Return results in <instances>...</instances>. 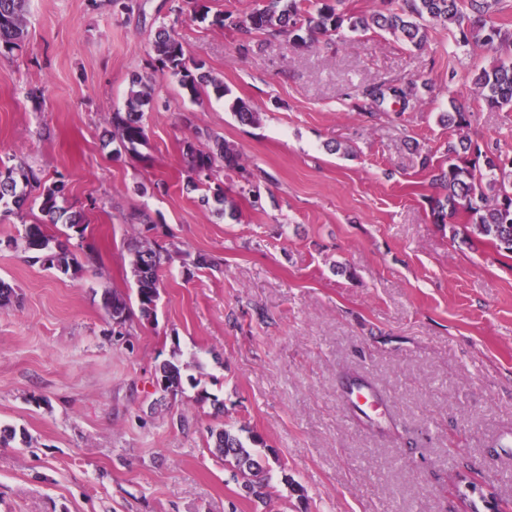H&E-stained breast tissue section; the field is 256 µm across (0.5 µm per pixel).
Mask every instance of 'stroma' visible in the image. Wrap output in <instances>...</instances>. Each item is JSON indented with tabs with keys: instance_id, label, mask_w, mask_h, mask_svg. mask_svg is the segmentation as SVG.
<instances>
[{
	"instance_id": "obj_1",
	"label": "stroma",
	"mask_w": 512,
	"mask_h": 512,
	"mask_svg": "<svg viewBox=\"0 0 512 512\" xmlns=\"http://www.w3.org/2000/svg\"><path fill=\"white\" fill-rule=\"evenodd\" d=\"M27 0L22 48L0 55V161H24L82 212L60 274L21 247L38 206L0 219V512H494L512 502V254L431 216L430 169L446 165L452 105L483 151L512 158V109L473 76L491 52L436 28L425 49L371 30L300 47L175 15V0L126 12L98 0ZM174 24L187 59L224 98L154 76L148 141L115 157L102 140L142 71L156 30ZM372 82L416 83L421 104L359 114ZM245 101L260 114L241 125ZM224 136L262 171L261 207L221 177L234 212L202 206L184 139ZM148 214L177 244L156 317L112 333L109 290L135 295L130 241ZM222 260L197 268V253ZM183 366L161 396L158 366ZM365 379L381 411L342 389ZM259 434L266 504L208 450L215 405Z\"/></svg>"
}]
</instances>
